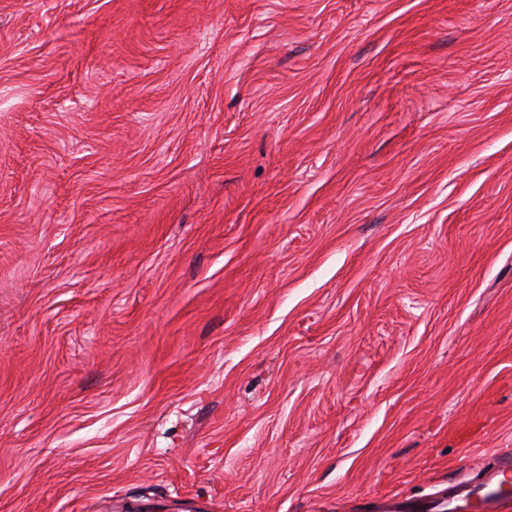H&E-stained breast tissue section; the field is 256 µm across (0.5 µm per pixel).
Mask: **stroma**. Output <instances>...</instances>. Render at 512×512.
Segmentation results:
<instances>
[{"label":"stroma","mask_w":512,"mask_h":512,"mask_svg":"<svg viewBox=\"0 0 512 512\" xmlns=\"http://www.w3.org/2000/svg\"><path fill=\"white\" fill-rule=\"evenodd\" d=\"M512 451V0H0V512H391Z\"/></svg>","instance_id":"1"}]
</instances>
